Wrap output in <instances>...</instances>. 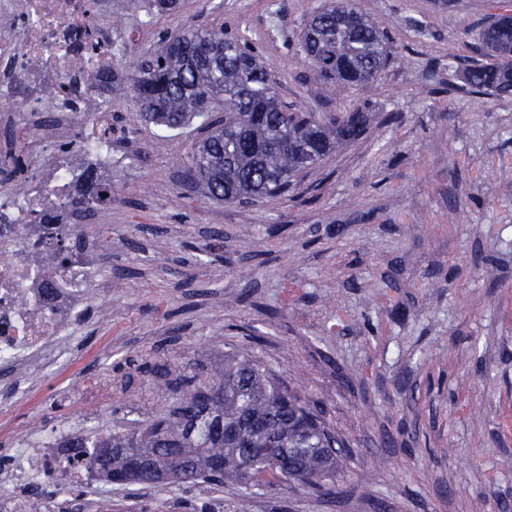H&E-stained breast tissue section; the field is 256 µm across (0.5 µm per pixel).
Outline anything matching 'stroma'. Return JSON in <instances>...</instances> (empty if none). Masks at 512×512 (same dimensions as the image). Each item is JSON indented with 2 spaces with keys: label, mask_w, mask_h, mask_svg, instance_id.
Returning a JSON list of instances; mask_svg holds the SVG:
<instances>
[{
  "label": "stroma",
  "mask_w": 512,
  "mask_h": 512,
  "mask_svg": "<svg viewBox=\"0 0 512 512\" xmlns=\"http://www.w3.org/2000/svg\"><path fill=\"white\" fill-rule=\"evenodd\" d=\"M324 0H180L140 23L135 56L183 28L223 29L265 62L282 101L363 112L340 147L282 195L241 206L187 183L202 119L137 121L112 203L87 235L112 239L111 317L93 300L50 376L0 371V469L30 417L72 414L75 378L107 373L105 426L137 430L170 393L144 364L215 373L233 351L275 371L341 444L329 490L113 486L112 512H512V96L471 93L480 23L512 0H357L392 56L363 87L328 93L298 35ZM224 250H206L213 230Z\"/></svg>",
  "instance_id": "1"
}]
</instances>
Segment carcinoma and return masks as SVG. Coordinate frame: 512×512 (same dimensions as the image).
Wrapping results in <instances>:
<instances>
[{"instance_id": "cac0c4a2", "label": "carcinoma", "mask_w": 512, "mask_h": 512, "mask_svg": "<svg viewBox=\"0 0 512 512\" xmlns=\"http://www.w3.org/2000/svg\"><path fill=\"white\" fill-rule=\"evenodd\" d=\"M355 11L354 0H328L314 11L300 48L329 89L359 87L373 80L390 58L387 30L361 13L350 28L336 25V12ZM512 13H494L478 33L482 59L465 69L474 93L512 94ZM140 117L167 129L206 120V135L192 147L190 162L209 196L218 201L242 197L252 202L288 190L293 179L318 167L304 165V151L324 160L343 143L360 141L367 130L362 112L317 119L289 110L268 83L259 57L238 39L213 28L167 32L158 47L138 62L129 77ZM193 379L177 384L175 405L139 432H112L95 443L92 457L112 444L148 454L162 469L185 471L186 480L216 486L244 479L243 461L252 449L271 441L288 449V470L265 456L255 475L274 487L294 482L316 490L335 469L336 438L322 418L298 395L288 393L270 371L252 360L228 354L224 369L206 388L209 404L192 410ZM224 458V471L213 462Z\"/></svg>"}]
</instances>
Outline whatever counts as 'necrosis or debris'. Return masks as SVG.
I'll return each mask as SVG.
<instances>
[{"label":"necrosis or debris","instance_id":"obj_1","mask_svg":"<svg viewBox=\"0 0 512 512\" xmlns=\"http://www.w3.org/2000/svg\"><path fill=\"white\" fill-rule=\"evenodd\" d=\"M112 0H0V174L17 159L26 168L0 185V366L48 372L69 351L97 297L112 293L105 261L111 241L77 231L78 170L112 183V158L129 143L112 134V64L129 38L113 36ZM78 257L58 264L59 244ZM73 399L89 413L18 432L0 471V512H112L78 436H97L112 398L102 375L79 379Z\"/></svg>","mask_w":512,"mask_h":512}]
</instances>
